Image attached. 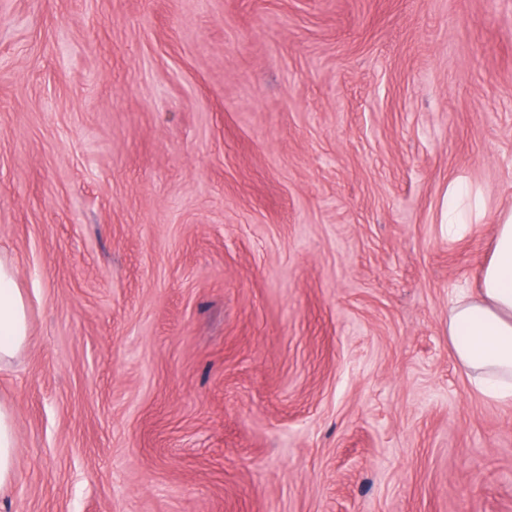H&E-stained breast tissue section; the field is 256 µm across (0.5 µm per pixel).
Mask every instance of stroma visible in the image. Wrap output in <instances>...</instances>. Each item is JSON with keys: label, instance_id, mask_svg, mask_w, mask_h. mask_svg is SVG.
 <instances>
[{"label": "stroma", "instance_id": "1", "mask_svg": "<svg viewBox=\"0 0 512 512\" xmlns=\"http://www.w3.org/2000/svg\"><path fill=\"white\" fill-rule=\"evenodd\" d=\"M509 209L512 0H0V512H512ZM454 355L488 399L512 403V209L499 218L478 292L448 304ZM29 341L23 294L13 264L0 257V366H8ZM16 448L15 414L12 409L0 404V497L14 481Z\"/></svg>", "mask_w": 512, "mask_h": 512}]
</instances>
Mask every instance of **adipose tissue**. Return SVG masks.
Wrapping results in <instances>:
<instances>
[{
	"label": "adipose tissue",
	"instance_id": "1",
	"mask_svg": "<svg viewBox=\"0 0 512 512\" xmlns=\"http://www.w3.org/2000/svg\"><path fill=\"white\" fill-rule=\"evenodd\" d=\"M448 338L454 355L488 399L512 403V210L499 218L491 258L476 294L448 305ZM29 341L23 294L13 264L0 257V366L9 365ZM15 414L0 404V495L13 484Z\"/></svg>",
	"mask_w": 512,
	"mask_h": 512
}]
</instances>
